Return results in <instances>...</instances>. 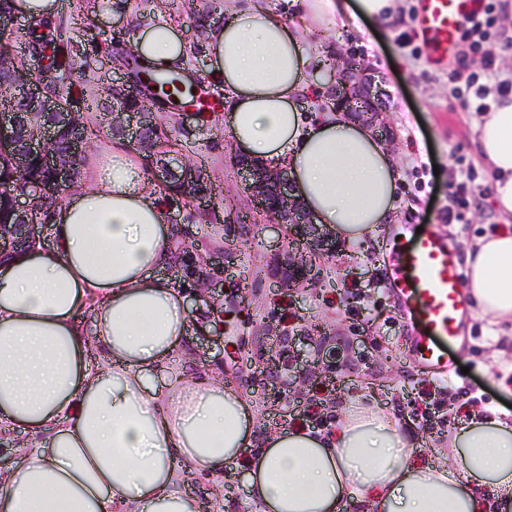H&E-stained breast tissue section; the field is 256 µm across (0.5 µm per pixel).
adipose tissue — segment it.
Wrapping results in <instances>:
<instances>
[{
    "mask_svg": "<svg viewBox=\"0 0 512 512\" xmlns=\"http://www.w3.org/2000/svg\"><path fill=\"white\" fill-rule=\"evenodd\" d=\"M303 29L265 0H229L210 30L211 74L228 92L235 145L262 164H284L315 223L355 243L397 208V160L364 120L343 108L307 122L302 31L337 15L378 24L394 0H309ZM130 47L146 67L184 66L177 29L155 22ZM479 147L499 212L512 215V97L483 115ZM55 247L0 262V422L33 434L0 471V512H197L178 484L195 472L223 478L242 463L258 512H512V427L463 421L448 458L414 461L412 434L387 402L346 404L330 429L304 425L249 448L256 413L221 374L155 384L181 346L184 295L159 279L171 258L163 195L136 154L104 152L96 173L52 216ZM466 288L481 313L512 319V234L481 241L467 258ZM95 311L93 335L77 318Z\"/></svg>",
    "mask_w": 512,
    "mask_h": 512,
    "instance_id": "1",
    "label": "adipose tissue"
}]
</instances>
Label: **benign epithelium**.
Listing matches in <instances>:
<instances>
[{"instance_id": "benign-epithelium-1", "label": "benign epithelium", "mask_w": 512, "mask_h": 512, "mask_svg": "<svg viewBox=\"0 0 512 512\" xmlns=\"http://www.w3.org/2000/svg\"><path fill=\"white\" fill-rule=\"evenodd\" d=\"M367 68L368 65L359 58L343 62L336 71V87L327 97L328 105L346 101L355 112L366 108L374 115H379V111L369 103L370 85L363 82ZM27 87L37 97L39 110L51 116V120L29 131L13 114H6L0 120V155L7 157L19 174L26 172L31 157H42L53 174V182L48 185L34 184L20 194L10 195L18 222L12 225L9 233L0 234V255L12 252L25 242L30 243L32 248L42 245L43 235L38 232L39 223L46 222L47 217L60 204V190L74 186L76 178L73 161L84 155L92 145L86 135L87 121L82 112L67 101L46 95L40 80L31 79ZM112 126L131 131L134 144L139 146L145 131L154 126L153 113L149 108L132 110L115 106L112 108ZM60 129L69 131L71 136V149L66 154L50 151V145ZM150 163L156 182L163 185L175 180L181 186L180 199L194 202L198 206H210L208 198L195 193L196 183L203 173L178 150L155 154L151 156ZM236 164L246 173L247 190L259 209L268 216V205L274 204L275 217L272 221L288 225V236L291 237L288 259L274 263L272 275L283 288L311 279L314 270L303 260L302 249L332 253L335 251V241L315 232L314 221L297 200L295 186L287 169L257 165L242 155L237 157Z\"/></svg>"}]
</instances>
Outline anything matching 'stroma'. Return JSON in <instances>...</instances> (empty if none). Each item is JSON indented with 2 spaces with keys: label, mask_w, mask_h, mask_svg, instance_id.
Here are the masks:
<instances>
[{
  "label": "stroma",
  "mask_w": 512,
  "mask_h": 512,
  "mask_svg": "<svg viewBox=\"0 0 512 512\" xmlns=\"http://www.w3.org/2000/svg\"><path fill=\"white\" fill-rule=\"evenodd\" d=\"M54 26L70 28L74 18L86 24L80 41L64 44L60 64L51 69L33 59L35 74L50 72L63 98L83 108L100 85H116L125 74L115 69L111 46L125 42L146 23H172L189 47L188 67L198 83L223 91L210 80L205 46L209 29L224 21L210 12V0H58ZM398 19L389 27L371 26L344 14L325 34H305L301 47L312 85L304 100L305 117L319 120L321 104L334 81L320 66L322 50L336 59H364L386 81L383 103L386 143L401 170L400 198L394 223L367 239L337 242L336 253L308 254L318 269L315 281L278 287L270 274L287 240L284 229L268 227L243 187L236 164L239 153L224 111L201 117L195 107L155 110L158 126L170 143L209 178L214 200L207 212L174 199L168 203L173 229L170 262L157 272L178 284L191 317L217 313L209 330L188 325L178 353L184 372L209 366L223 369L254 404L257 425L253 450L265 435L292 426L304 411H323L360 393L389 400L394 413L418 436L415 458L426 463L448 450V437L429 434L410 402L435 383L434 374L417 367L408 352L404 308L391 290L390 254L417 227L435 226L460 257L484 238L512 233V217L499 213L491 177L478 145L480 113L462 110L448 98V70L434 65L417 30L418 0H396ZM464 201L463 223H448L449 207ZM289 351L288 367L263 364L270 352ZM454 385L461 395L448 418L462 419L470 406L467 388L483 400V417L512 423V321L472 312L468 338L448 349ZM223 488L197 474L180 483L204 512H256L245 469L226 466Z\"/></svg>",
  "instance_id": "obj_1"
}]
</instances>
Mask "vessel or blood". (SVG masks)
<instances>
[{
	"label": "vessel or blood",
	"mask_w": 512,
	"mask_h": 512,
	"mask_svg": "<svg viewBox=\"0 0 512 512\" xmlns=\"http://www.w3.org/2000/svg\"><path fill=\"white\" fill-rule=\"evenodd\" d=\"M474 0H419L417 28L437 59L451 58ZM393 289L413 330L411 358L448 377V348L463 337L470 305L462 289L460 258L445 235L428 228L393 256Z\"/></svg>",
	"instance_id": "vessel-or-blood-1"
}]
</instances>
